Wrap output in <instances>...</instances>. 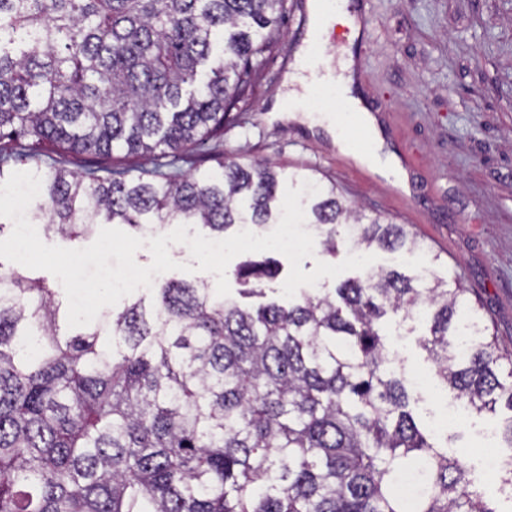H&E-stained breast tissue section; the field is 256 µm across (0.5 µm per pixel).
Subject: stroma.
<instances>
[{"mask_svg": "<svg viewBox=\"0 0 512 512\" xmlns=\"http://www.w3.org/2000/svg\"><path fill=\"white\" fill-rule=\"evenodd\" d=\"M308 0H287L283 37L259 69L252 96L234 109V124L208 144L225 161L263 160L283 172L335 183L372 216L405 225L424 246L410 257L377 251L375 268L419 273L434 258L439 277L460 275L470 302L481 304L501 351L512 354V0H369L365 37L354 47L366 100L384 101L397 133L394 150L414 175V195L394 179L341 154L324 129L275 118L274 104L327 114L309 90L288 98L283 78L304 38ZM391 349L425 386L411 392L414 412L438 419L450 399L435 389L434 365L419 339L425 324L390 318ZM466 413L438 443L449 455L475 443L512 454L501 439L508 415ZM460 455V454H459ZM463 457V456H462ZM463 462L498 512H512V492L487 457Z\"/></svg>", "mask_w": 512, "mask_h": 512, "instance_id": "1", "label": "stroma"}]
</instances>
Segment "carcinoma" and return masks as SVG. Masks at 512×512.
Returning a JSON list of instances; mask_svg holds the SVG:
<instances>
[{
  "instance_id": "1",
  "label": "carcinoma",
  "mask_w": 512,
  "mask_h": 512,
  "mask_svg": "<svg viewBox=\"0 0 512 512\" xmlns=\"http://www.w3.org/2000/svg\"><path fill=\"white\" fill-rule=\"evenodd\" d=\"M286 0H0V182L51 162L27 218L75 241L190 224L222 239L277 224L312 178L226 162L130 177L224 135L282 38ZM84 156V173L56 166ZM105 171L103 178L98 172ZM305 223L336 255L423 250L318 184ZM268 260L236 277L263 295ZM425 309L420 343L454 400L512 412L504 366L459 278L366 268L256 307L167 280L66 328L64 289L0 263V512H496L414 418L382 320Z\"/></svg>"
}]
</instances>
